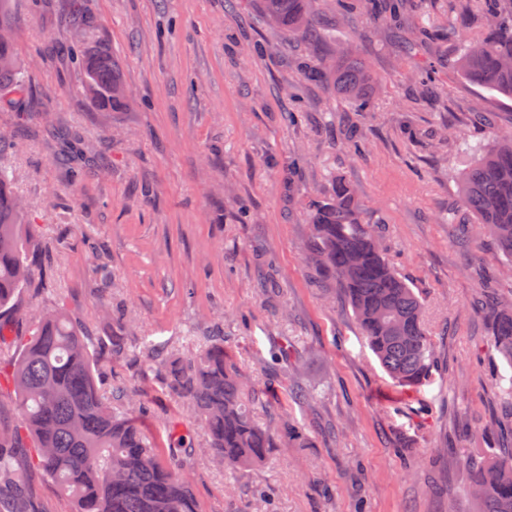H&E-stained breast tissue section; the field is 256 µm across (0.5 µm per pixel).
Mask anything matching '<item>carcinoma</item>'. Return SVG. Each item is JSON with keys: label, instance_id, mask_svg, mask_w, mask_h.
Instances as JSON below:
<instances>
[{"label": "carcinoma", "instance_id": "1", "mask_svg": "<svg viewBox=\"0 0 512 512\" xmlns=\"http://www.w3.org/2000/svg\"><path fill=\"white\" fill-rule=\"evenodd\" d=\"M274 25L308 41L318 16L311 0H250ZM351 10L371 11L398 22L388 0H342ZM489 21L485 36L463 46L459 65L469 82L512 97V0H484ZM15 0H0V91L20 92L26 71L11 37ZM80 61L86 90L100 107H117L125 90L108 48L87 42ZM312 80L327 79L363 112L378 78L365 61L348 51L330 67L311 65ZM480 155L461 181L462 203L481 224L484 236L512 260V133L502 135ZM33 244L26 210L0 169V320L18 311L17 300L32 279ZM307 260L340 290L372 352L391 380L404 389L429 378L434 356L420 296L386 257L382 227L362 220L353 186L338 178L332 193L310 202ZM493 344L512 368V296L498 297L492 314ZM9 383L18 424H0V486L17 490L13 512H26L19 475L36 466L76 502L75 512H199L190 480L180 463L186 436L170 425V446H155L134 411L117 414L100 393L89 333L62 309L44 313L33 336L8 356ZM168 389L187 398L209 439L213 456L229 470L258 467L287 427L286 443L310 444L287 422L261 424L249 391L224 341L213 340L194 359L169 357L164 363ZM26 434L36 445L24 460L6 452ZM474 512H512V449L468 463Z\"/></svg>", "mask_w": 512, "mask_h": 512}]
</instances>
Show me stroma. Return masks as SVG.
Wrapping results in <instances>:
<instances>
[{
	"label": "stroma",
	"mask_w": 512,
	"mask_h": 512,
	"mask_svg": "<svg viewBox=\"0 0 512 512\" xmlns=\"http://www.w3.org/2000/svg\"><path fill=\"white\" fill-rule=\"evenodd\" d=\"M94 19L125 88L97 106L65 55ZM305 43L248 0H18L13 37L29 86L0 105V163L48 257L23 290L10 339L60 306L90 333L97 385L116 412L141 407L151 439L189 431L182 464L200 512H472L466 463L491 455L490 427L512 411L498 388L489 296L512 292L495 244L472 235L459 178L466 143L512 129V100L448 60L481 37L476 0H411L402 28L337 13ZM430 31L415 44L416 26ZM354 44L379 78L370 111L302 63ZM356 188L387 257L419 293L435 352L430 379L396 387L335 284L306 260V207L336 177ZM126 334L112 356V338ZM218 336L259 392L254 417H287L312 441L260 467L225 471L160 361L195 357ZM28 512H74L38 468Z\"/></svg>",
	"instance_id": "obj_1"
}]
</instances>
